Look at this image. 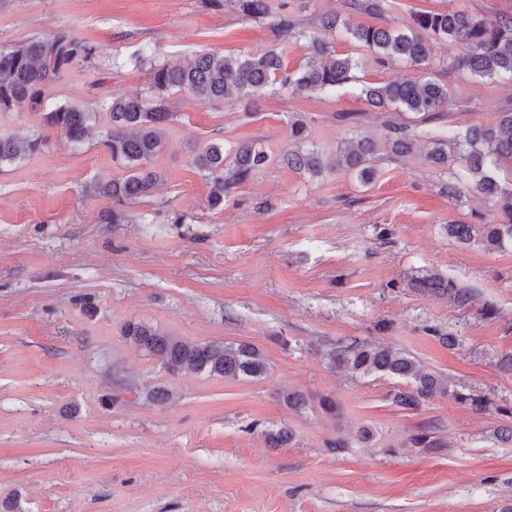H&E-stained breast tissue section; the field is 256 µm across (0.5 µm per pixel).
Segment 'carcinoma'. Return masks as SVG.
Wrapping results in <instances>:
<instances>
[{"label":"carcinoma","mask_w":512,"mask_h":512,"mask_svg":"<svg viewBox=\"0 0 512 512\" xmlns=\"http://www.w3.org/2000/svg\"><path fill=\"white\" fill-rule=\"evenodd\" d=\"M247 18H264L271 13L269 0H234ZM351 14L382 17L388 10L387 0H344ZM275 23L279 31H298L306 40L310 60L297 71L283 69L282 54L274 49L260 54L226 56L203 53L185 65H159L152 68L153 97L114 94L108 105L112 127L104 145L112 161L127 174L96 184L105 196L118 201L132 200L152 193L161 181L154 170V158L164 149V130L175 112L164 93L184 91L195 97L222 103L232 90H238L249 108L257 104L263 91L279 83L298 92H330L354 79L358 61L338 56L326 35H334L343 26L350 39L374 53L381 62L405 61L419 64L430 57L428 41H450L464 47L465 52L448 63V67L491 80L512 79V15L493 20L470 14L465 10L419 11L413 15V25L405 31L387 26L339 23L333 15L322 20V30L309 32L297 29V23L285 6ZM94 48L76 36L59 34L44 39H32L11 49L0 48V113L37 112L43 105L47 85L61 78L72 67L89 61ZM361 94L375 108L404 109L419 115L424 122L443 118L448 106V85L417 78L397 82L368 83ZM43 123L65 134L68 140L81 144L89 129L92 113L74 105H60L42 113ZM390 152L406 156L417 148L418 139L411 123L391 116L386 124ZM425 161L450 170L446 185L448 198L457 201L468 195L482 197L499 217L487 224H450L448 237L461 244L476 242L488 251L512 246V189L502 186L489 170L499 160L512 163V111L498 113L490 125H469L451 136L435 131L429 133ZM43 139L20 140L0 134V165L21 160L40 150ZM271 157L258 143H246L234 154L224 147L210 144L194 152L193 164L211 179L209 205L224 206V195L233 185L242 182L266 167ZM280 161L289 168L305 170L319 176L326 170L321 155L305 151L302 146L284 152ZM376 146L361 137L350 147L339 150L337 164L356 173L360 182L370 183L375 177ZM413 287L437 296L447 297L457 306L472 301L471 293L449 278L426 274L413 279ZM127 335L142 348L161 359L171 373L183 369L207 370L226 378L262 376L267 362L256 348L231 344L198 345L171 336L144 324H130ZM331 364L355 376L380 374L395 376L410 382L406 390H397L393 403L404 409H416L438 394H450L476 412L490 410V399L471 393H461L455 384L441 383L433 374L423 371L409 354L384 345L356 339L341 342L331 354ZM413 447L429 452L442 444L423 431L410 438Z\"/></svg>","instance_id":"carcinoma-1"}]
</instances>
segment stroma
Instances as JSON below:
<instances>
[{"label": "stroma", "mask_w": 512, "mask_h": 512, "mask_svg": "<svg viewBox=\"0 0 512 512\" xmlns=\"http://www.w3.org/2000/svg\"><path fill=\"white\" fill-rule=\"evenodd\" d=\"M382 24L405 29L420 11L487 18L512 0H388ZM274 16L247 19L232 0H0V48L67 32L93 59L46 89L48 108L96 115L80 145L32 112L0 114V133L43 136L39 152L0 166V512H500L512 504V248L487 251L448 236L487 204L450 203L449 173L422 155L383 148L384 113L363 85L405 78L446 83L438 128L458 132L512 109V80L449 70L460 45L435 41L427 61L379 63L348 38L354 82L329 93L273 85L252 110L172 95L176 116L145 197L120 202L96 182L124 177L103 141L113 94L150 96V72L206 52L282 53L302 66L303 39ZM351 113L355 122L344 121ZM318 150L322 176L273 162L211 208L194 150L261 143ZM361 133L380 146L372 183L336 166ZM120 213L122 223L112 221ZM473 296L458 307L412 288L424 271ZM130 323L199 344L245 343L268 361L259 378L169 374L124 334ZM458 337L448 347L445 335ZM359 338L402 350L457 389L489 397L478 413L439 395L393 404L403 379L353 377L329 354ZM306 404L291 408L287 396ZM335 401L327 412L322 399ZM375 437L364 445L360 427ZM431 430L442 447L410 443ZM289 440L273 446L272 435ZM347 448L336 449L337 440Z\"/></svg>", "instance_id": "obj_1"}]
</instances>
